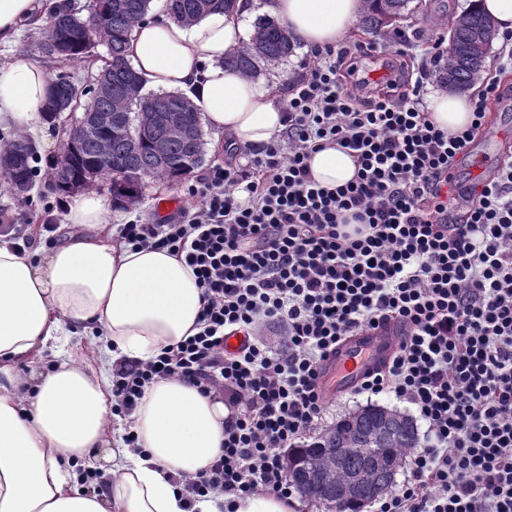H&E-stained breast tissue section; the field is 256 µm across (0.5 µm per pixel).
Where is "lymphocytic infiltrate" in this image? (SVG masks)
Segmentation results:
<instances>
[{
	"instance_id": "1",
	"label": "lymphocytic infiltrate",
	"mask_w": 512,
	"mask_h": 512,
	"mask_svg": "<svg viewBox=\"0 0 512 512\" xmlns=\"http://www.w3.org/2000/svg\"><path fill=\"white\" fill-rule=\"evenodd\" d=\"M351 54L316 53L284 136L244 166H211L190 190L192 215L123 224L125 244L183 257L204 305L196 335L114 365L112 409L131 413L169 376L216 392L232 415L219 458L187 482L192 497L289 498L284 451L322 427L323 361L344 337L395 320L398 352L359 391L411 405L428 444L375 512H512V162L465 198L451 172L501 86L484 80L470 125L449 133L429 120L423 81L369 91ZM329 144L358 163L333 189L308 164ZM269 324L286 329L279 348L262 336Z\"/></svg>"
}]
</instances>
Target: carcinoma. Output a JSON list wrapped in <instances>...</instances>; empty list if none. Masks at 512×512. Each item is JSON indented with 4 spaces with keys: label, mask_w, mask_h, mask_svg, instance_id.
I'll list each match as a JSON object with an SVG mask.
<instances>
[{
    "label": "carcinoma",
    "mask_w": 512,
    "mask_h": 512,
    "mask_svg": "<svg viewBox=\"0 0 512 512\" xmlns=\"http://www.w3.org/2000/svg\"><path fill=\"white\" fill-rule=\"evenodd\" d=\"M95 21L86 31L73 26L78 8L63 0L39 25L35 49L43 59L62 66L83 63L96 67L94 79L108 91L89 97L69 80L50 82L44 116L58 125L65 112L105 114L110 124L78 129L62 158L50 163L51 188L59 194L112 183V203L133 205L142 196L139 176L177 184L204 162V135H184L180 125L167 120L185 112H199L180 92L143 94L144 82L125 57L132 29L147 15L152 0H94ZM231 0H168V11L189 22L226 7ZM411 0H369L360 28L370 34L400 19ZM486 17L474 9L463 12L448 29V58L438 68V80L469 88L484 69L491 42L478 38ZM297 39L274 18L264 15L254 24L249 42L224 59V64L252 77L260 64L278 65L293 52ZM105 48V54L99 48ZM32 144L19 134L0 160V183L15 193L32 185L37 169ZM418 445L412 417L396 408L367 404L349 412L312 442L288 449V467L297 475L320 482L330 497L363 473L386 488L396 472L380 467L374 456L400 461Z\"/></svg>",
    "instance_id": "carcinoma-1"
}]
</instances>
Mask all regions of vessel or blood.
<instances>
[{
	"label": "vessel or blood",
	"mask_w": 512,
	"mask_h": 512,
	"mask_svg": "<svg viewBox=\"0 0 512 512\" xmlns=\"http://www.w3.org/2000/svg\"><path fill=\"white\" fill-rule=\"evenodd\" d=\"M402 336L401 324L391 320L346 337L322 366L324 392L341 395L357 389L368 373L390 362Z\"/></svg>",
	"instance_id": "b4317fda"
}]
</instances>
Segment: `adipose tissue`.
<instances>
[{"instance_id": "ef3b65f1", "label": "adipose tissue", "mask_w": 512, "mask_h": 512, "mask_svg": "<svg viewBox=\"0 0 512 512\" xmlns=\"http://www.w3.org/2000/svg\"><path fill=\"white\" fill-rule=\"evenodd\" d=\"M367 8L366 0H267L265 9L311 48L336 45ZM253 0L186 24L155 0L125 49L147 86L178 91L207 125L233 145L260 148L285 127L275 96L223 59L245 40ZM43 0H0V42L42 24ZM49 95L44 64L21 55L0 62V154L19 134L44 140ZM434 125H469L468 95L441 89L426 99ZM327 188L358 170L340 147L309 160ZM66 238L29 251L0 235V512H185L180 476L206 471L224 446L231 410L222 397L172 376L146 387L127 425L113 422V362H146L197 332L202 290L188 266L167 250L115 238L108 201L92 189L66 198ZM100 330L95 352L62 349L49 369L18 374L69 327ZM134 432L136 447L124 442ZM108 464L106 491L89 489L98 460Z\"/></svg>"}]
</instances>
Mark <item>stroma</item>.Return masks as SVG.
<instances>
[{
    "label": "stroma",
    "mask_w": 512,
    "mask_h": 512,
    "mask_svg": "<svg viewBox=\"0 0 512 512\" xmlns=\"http://www.w3.org/2000/svg\"><path fill=\"white\" fill-rule=\"evenodd\" d=\"M468 0H412L410 11L388 27L384 33L382 49L368 50L371 37L360 28H353L344 38L346 46L365 45L366 51L360 65L373 68L385 64L403 68L411 79H424L428 91L439 89L436 75L437 63L429 40L432 35H446L450 16L465 11ZM505 50L503 39H496L486 60L484 77L498 78L505 95L502 100L488 106L490 121L512 124V69L502 66ZM311 54L304 45H297L292 56L276 67H262L255 81L260 88L270 91L279 103H287L293 87L306 76L305 63ZM205 161L203 168L195 169L179 185L168 187L162 182L147 183L139 203L131 207L112 210V226H120L130 220L142 224H158L164 219L158 203L172 201L182 208H190L189 190L203 175L204 167L215 164L243 163L241 148L229 146L223 135L213 130L205 132ZM512 160V136L501 138L491 145L477 140L468 151L458 156L455 176L458 186L468 190L477 188L475 174L494 176L500 163ZM66 211L61 198L53 192L45 177H38L27 200L14 199L8 192H0V233L10 234L12 239L32 249L39 245L59 242L64 233Z\"/></svg>",
    "instance_id": "1"
}]
</instances>
